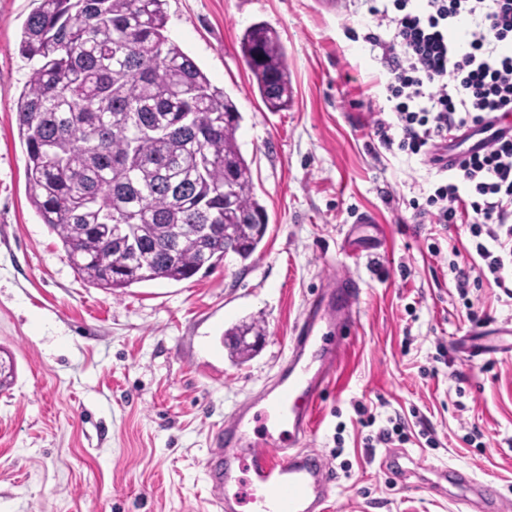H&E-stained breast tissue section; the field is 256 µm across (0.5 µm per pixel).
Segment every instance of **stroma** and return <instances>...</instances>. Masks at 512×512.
<instances>
[{"label":"stroma","mask_w":512,"mask_h":512,"mask_svg":"<svg viewBox=\"0 0 512 512\" xmlns=\"http://www.w3.org/2000/svg\"><path fill=\"white\" fill-rule=\"evenodd\" d=\"M36 6L0 0V359L14 363L0 391V512H216L211 431L275 381L306 302L339 273L362 294L309 442L338 476L328 512H464L452 468L512 502V354L469 355L499 344L491 330L512 323V298L475 275L459 294L468 225L420 214L436 170L370 134L393 114L366 0H167L169 40L242 116L268 228L248 259L118 296L77 276L28 199L16 107ZM257 22L288 53L294 100L280 112L241 57ZM367 211L375 223H357ZM243 320L265 336L240 363L223 339ZM396 416L409 441L368 447Z\"/></svg>","instance_id":"35a3bbf8"}]
</instances>
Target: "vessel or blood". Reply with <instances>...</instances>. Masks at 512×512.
Listing matches in <instances>:
<instances>
[{
	"instance_id": "vessel-or-blood-1",
	"label": "vessel or blood",
	"mask_w": 512,
	"mask_h": 512,
	"mask_svg": "<svg viewBox=\"0 0 512 512\" xmlns=\"http://www.w3.org/2000/svg\"><path fill=\"white\" fill-rule=\"evenodd\" d=\"M359 298L358 282L340 277L310 299L294 329L285 375L237 407L212 435L207 475L218 512H240L235 486L243 472L255 487V512H327L336 474L307 443L339 350L318 336L334 323L351 326ZM273 419L286 425V435L273 434Z\"/></svg>"
}]
</instances>
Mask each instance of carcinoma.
<instances>
[{
	"instance_id": "cac0c4a2",
	"label": "carcinoma",
	"mask_w": 512,
	"mask_h": 512,
	"mask_svg": "<svg viewBox=\"0 0 512 512\" xmlns=\"http://www.w3.org/2000/svg\"><path fill=\"white\" fill-rule=\"evenodd\" d=\"M165 2L39 0L20 41L39 60L17 103L30 203L75 272L114 293L247 259L264 238L241 115L169 41ZM240 48L267 109H288L277 32L253 24Z\"/></svg>"
}]
</instances>
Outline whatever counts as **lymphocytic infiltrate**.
Instances as JSON below:
<instances>
[{
    "instance_id": "f902f5d3",
    "label": "lymphocytic infiltrate",
    "mask_w": 512,
    "mask_h": 512,
    "mask_svg": "<svg viewBox=\"0 0 512 512\" xmlns=\"http://www.w3.org/2000/svg\"><path fill=\"white\" fill-rule=\"evenodd\" d=\"M381 52L394 121L372 129L385 148L438 162L450 135L470 129L489 139L450 165L426 199L438 224L469 225L476 257L455 264L465 289L477 263L497 287L512 265V0H384L368 9Z\"/></svg>"
}]
</instances>
